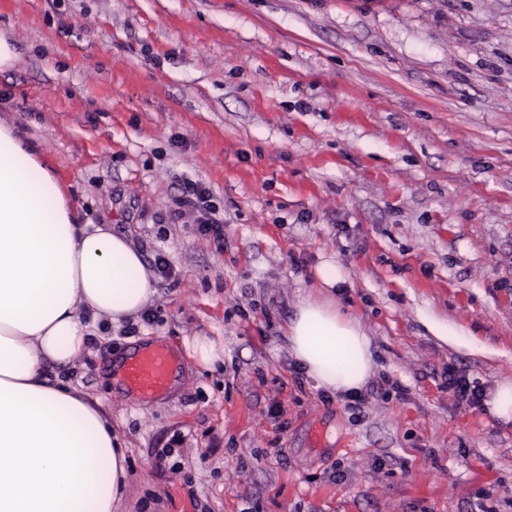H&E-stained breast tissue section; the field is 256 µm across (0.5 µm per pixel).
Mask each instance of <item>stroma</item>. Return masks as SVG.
Masks as SVG:
<instances>
[{
    "label": "stroma",
    "mask_w": 512,
    "mask_h": 512,
    "mask_svg": "<svg viewBox=\"0 0 512 512\" xmlns=\"http://www.w3.org/2000/svg\"><path fill=\"white\" fill-rule=\"evenodd\" d=\"M0 36V120L173 269L48 369L123 440L120 512H512V423L443 378L512 382V0H0ZM308 295L370 338L359 410L289 353ZM147 339L179 378L140 401L107 367ZM206 203V189L200 184H190L182 191V198L179 204L182 207H187L193 210H197L201 215L198 217L199 224H203L202 227L205 231L212 232L217 238L221 237L222 229L219 222L211 217L206 216L209 212L205 206ZM192 356L197 364L209 369L224 357V346L208 337H198L192 343ZM448 389L453 390L459 403L467 405H480L484 399L485 391L475 380L470 381L465 375H459L454 368L448 367Z\"/></svg>",
    "instance_id": "obj_1"
}]
</instances>
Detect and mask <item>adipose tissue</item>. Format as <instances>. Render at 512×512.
I'll return each instance as SVG.
<instances>
[{"instance_id":"ef3b65f1","label":"adipose tissue","mask_w":512,"mask_h":512,"mask_svg":"<svg viewBox=\"0 0 512 512\" xmlns=\"http://www.w3.org/2000/svg\"><path fill=\"white\" fill-rule=\"evenodd\" d=\"M140 252L109 226L75 223L56 174L0 121V512H116L126 451L77 388L49 378L86 338L82 314L117 325L152 300ZM290 355L318 388H360L368 336L328 300L302 298Z\"/></svg>"}]
</instances>
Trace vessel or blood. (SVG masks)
Here are the masks:
<instances>
[{"instance_id": "b4317fda", "label": "vessel or blood", "mask_w": 512, "mask_h": 512, "mask_svg": "<svg viewBox=\"0 0 512 512\" xmlns=\"http://www.w3.org/2000/svg\"><path fill=\"white\" fill-rule=\"evenodd\" d=\"M175 357L162 347L147 348L136 354L124 368L126 387L139 398L147 400L167 390Z\"/></svg>"}]
</instances>
